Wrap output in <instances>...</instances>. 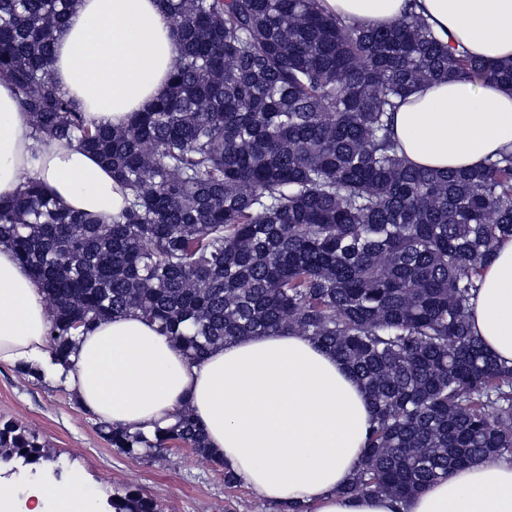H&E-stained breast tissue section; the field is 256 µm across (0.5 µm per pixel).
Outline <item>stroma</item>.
<instances>
[{
    "instance_id": "1",
    "label": "stroma",
    "mask_w": 512,
    "mask_h": 512,
    "mask_svg": "<svg viewBox=\"0 0 512 512\" xmlns=\"http://www.w3.org/2000/svg\"><path fill=\"white\" fill-rule=\"evenodd\" d=\"M8 420L25 426L62 473L86 475L93 512L128 486L156 499L162 512H277L245 485L226 487L223 465L195 453L170 448L136 457L113 448L97 417L63 382L0 365V421Z\"/></svg>"
}]
</instances>
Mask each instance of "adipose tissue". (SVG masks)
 Masks as SVG:
<instances>
[{
  "label": "adipose tissue",
  "instance_id": "obj_1",
  "mask_svg": "<svg viewBox=\"0 0 512 512\" xmlns=\"http://www.w3.org/2000/svg\"><path fill=\"white\" fill-rule=\"evenodd\" d=\"M359 27L423 16L449 52L512 59V0H321ZM52 72L89 122L121 127L168 87L177 41L158 0H79L57 39ZM400 152L413 166L473 170L512 151V88L437 81L418 85L394 115ZM29 171L46 193L77 212L115 218L128 191L97 156L76 143L35 140L9 82L0 80V198ZM485 347L512 365V238L500 239L470 300ZM52 311L40 283L0 244V364L51 367ZM65 382L102 422L154 433L183 409L208 447L259 498L299 500L315 512H512V462L486 459L426 485L403 507L387 497L346 495L360 468L374 411L336 354L306 336L240 337L194 362L155 324L128 313L79 337ZM21 502L0 481V512H84L90 494L75 475L45 483Z\"/></svg>",
  "mask_w": 512,
  "mask_h": 512
}]
</instances>
